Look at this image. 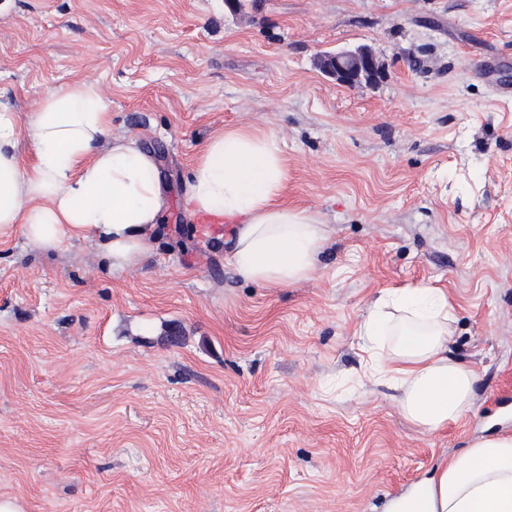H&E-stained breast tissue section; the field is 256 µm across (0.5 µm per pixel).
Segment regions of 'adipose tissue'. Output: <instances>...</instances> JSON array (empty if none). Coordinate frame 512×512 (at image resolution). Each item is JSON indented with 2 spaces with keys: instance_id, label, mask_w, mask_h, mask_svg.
<instances>
[{
  "instance_id": "obj_1",
  "label": "adipose tissue",
  "mask_w": 512,
  "mask_h": 512,
  "mask_svg": "<svg viewBox=\"0 0 512 512\" xmlns=\"http://www.w3.org/2000/svg\"><path fill=\"white\" fill-rule=\"evenodd\" d=\"M33 161L22 165L17 144ZM288 179L273 133L229 129L203 145L187 182L191 216L234 224L227 256L252 282L290 286L311 278L329 238L325 224L288 209ZM166 207L158 164L139 139L112 133L100 91L76 80L51 89L19 119L0 111V237L21 227L44 252L93 245L118 272L152 253ZM376 349L367 367L397 390L404 417L434 433L475 410L473 369L448 355L454 307L445 291L384 289L359 327ZM384 512H512V436L479 439L387 501Z\"/></svg>"
}]
</instances>
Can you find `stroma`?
Returning a JSON list of instances; mask_svg holds the SVG:
<instances>
[{"mask_svg":"<svg viewBox=\"0 0 512 512\" xmlns=\"http://www.w3.org/2000/svg\"><path fill=\"white\" fill-rule=\"evenodd\" d=\"M370 47L346 87L320 55ZM94 84L168 209L119 273L0 240V497L23 512H383L512 435V0H0V105ZM275 133L281 201L326 224L314 276L243 280L185 206L206 140ZM440 288L477 412L435 434L364 374L385 288ZM319 66L338 84L350 87L377 83L385 75L379 58L366 46L326 53L320 57Z\"/></svg>","mask_w":512,"mask_h":512,"instance_id":"obj_1","label":"stroma"}]
</instances>
